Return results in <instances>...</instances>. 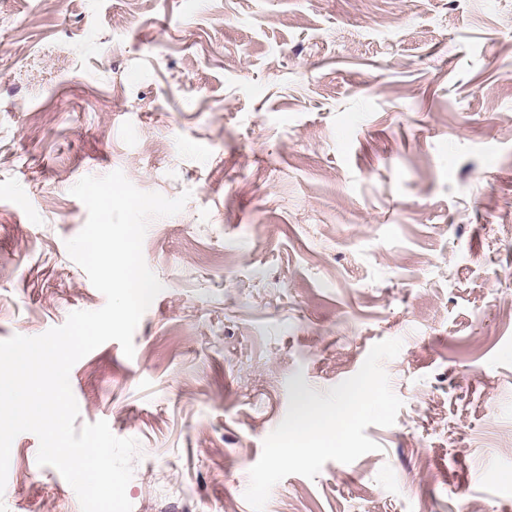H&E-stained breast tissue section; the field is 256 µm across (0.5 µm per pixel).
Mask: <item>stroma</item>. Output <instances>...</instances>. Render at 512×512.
<instances>
[{
  "mask_svg": "<svg viewBox=\"0 0 512 512\" xmlns=\"http://www.w3.org/2000/svg\"><path fill=\"white\" fill-rule=\"evenodd\" d=\"M119 170L163 289L74 364L77 425L140 448L132 512H252L296 392L377 342L375 451L264 512H512V0H0V340L105 297L65 243ZM18 435L7 512H81Z\"/></svg>",
  "mask_w": 512,
  "mask_h": 512,
  "instance_id": "obj_1",
  "label": "stroma"
}]
</instances>
